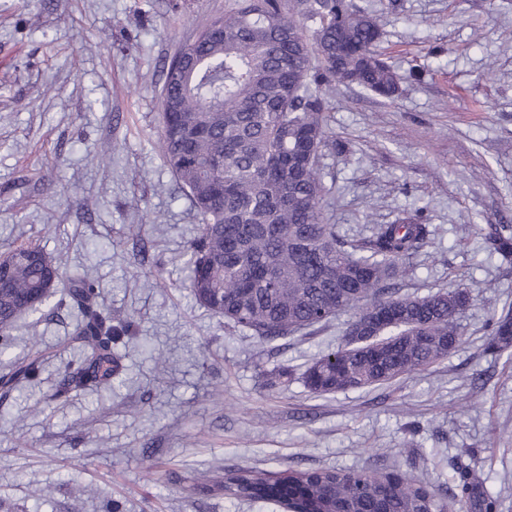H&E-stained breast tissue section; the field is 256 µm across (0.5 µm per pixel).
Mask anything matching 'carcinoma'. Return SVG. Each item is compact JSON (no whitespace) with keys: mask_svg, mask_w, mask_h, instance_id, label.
Wrapping results in <instances>:
<instances>
[{"mask_svg":"<svg viewBox=\"0 0 512 512\" xmlns=\"http://www.w3.org/2000/svg\"><path fill=\"white\" fill-rule=\"evenodd\" d=\"M378 18L352 0H242L212 17L163 71L160 152L197 212L186 249L195 301L261 342L305 332L341 311L353 319L336 348L302 373L326 395L383 385L448 359L461 343L467 289L397 296L392 281L432 235L418 212L347 241L327 223L319 159L330 139L322 89L356 85L390 100L397 76L376 51ZM486 240L512 264V225L490 224ZM0 355L17 318L67 288L78 308L73 339L88 350L61 391L112 377V344L130 332L127 317H104L95 283L63 271L37 246L0 256ZM512 348V316L489 323L487 349ZM40 361H11L0 385L33 378ZM468 512H496V499L465 471L456 477ZM224 496L275 503L288 512H447L425 483L365 470L252 467L224 471Z\"/></svg>","mask_w":512,"mask_h":512,"instance_id":"1","label":"carcinoma"}]
</instances>
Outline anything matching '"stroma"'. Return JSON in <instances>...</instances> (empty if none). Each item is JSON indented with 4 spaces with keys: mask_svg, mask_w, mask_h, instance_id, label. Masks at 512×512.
Returning <instances> with one entry per match:
<instances>
[{
    "mask_svg": "<svg viewBox=\"0 0 512 512\" xmlns=\"http://www.w3.org/2000/svg\"><path fill=\"white\" fill-rule=\"evenodd\" d=\"M356 2L380 20L399 92H329L323 206L347 240L422 209L433 233L397 293L460 284L471 303L447 360L318 396L270 374L340 344L351 312L262 343L200 307L182 258L198 221L157 145L163 67L240 0H0V254L43 248L135 324L109 383L61 397L76 309L17 321L8 357L43 366L0 388V512H280L225 497L241 466L398 472L448 512L463 467L512 512V350L486 348L492 315L512 312V265L482 234L512 225V0Z\"/></svg>",
    "mask_w": 512,
    "mask_h": 512,
    "instance_id": "1",
    "label": "stroma"
}]
</instances>
